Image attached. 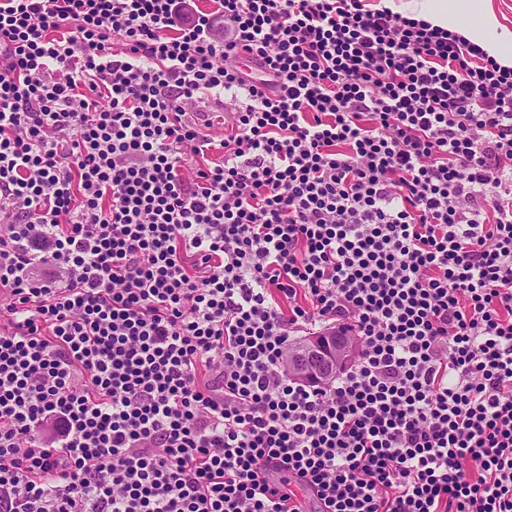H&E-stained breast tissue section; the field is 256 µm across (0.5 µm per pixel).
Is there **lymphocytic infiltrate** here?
<instances>
[{"label":"lymphocytic infiltrate","mask_w":512,"mask_h":512,"mask_svg":"<svg viewBox=\"0 0 512 512\" xmlns=\"http://www.w3.org/2000/svg\"><path fill=\"white\" fill-rule=\"evenodd\" d=\"M210 2L0 0V512H512V67ZM301 334L293 340L298 343L289 351L286 363L289 375L295 380L328 383L355 359L354 340L339 329H329L303 340L308 334Z\"/></svg>","instance_id":"lymphocytic-infiltrate-1"}]
</instances>
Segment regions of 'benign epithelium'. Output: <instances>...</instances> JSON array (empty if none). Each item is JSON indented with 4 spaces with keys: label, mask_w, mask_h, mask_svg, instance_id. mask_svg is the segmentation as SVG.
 Instances as JSON below:
<instances>
[{
    "label": "benign epithelium",
    "mask_w": 512,
    "mask_h": 512,
    "mask_svg": "<svg viewBox=\"0 0 512 512\" xmlns=\"http://www.w3.org/2000/svg\"><path fill=\"white\" fill-rule=\"evenodd\" d=\"M356 356L354 340L334 328L309 336L288 353L289 375L299 381L327 383Z\"/></svg>",
    "instance_id": "1"
}]
</instances>
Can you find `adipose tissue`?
I'll list each match as a JSON object with an SVG mask.
<instances>
[{"label":"adipose tissue","instance_id":"1","mask_svg":"<svg viewBox=\"0 0 512 512\" xmlns=\"http://www.w3.org/2000/svg\"><path fill=\"white\" fill-rule=\"evenodd\" d=\"M382 4L475 40L501 65L512 67V43L498 35V21L483 0H382Z\"/></svg>","mask_w":512,"mask_h":512}]
</instances>
